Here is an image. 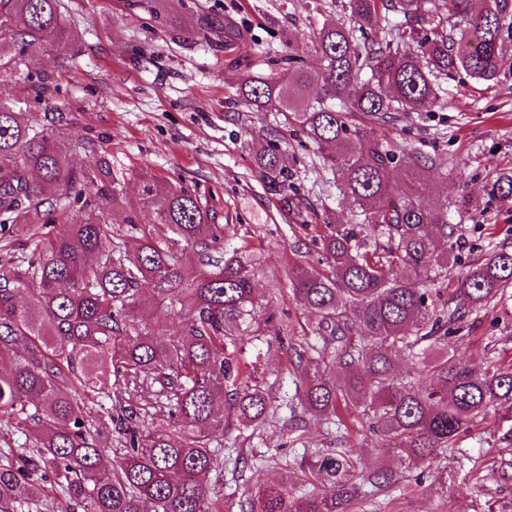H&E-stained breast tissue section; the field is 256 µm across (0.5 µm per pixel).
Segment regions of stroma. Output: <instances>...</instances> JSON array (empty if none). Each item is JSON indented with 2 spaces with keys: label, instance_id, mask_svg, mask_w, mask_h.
<instances>
[{
  "label": "stroma",
  "instance_id": "stroma-1",
  "mask_svg": "<svg viewBox=\"0 0 512 512\" xmlns=\"http://www.w3.org/2000/svg\"><path fill=\"white\" fill-rule=\"evenodd\" d=\"M69 38L62 47L29 52L23 72L50 75L48 97L30 93L23 110L35 124L45 122V103L67 113V158L85 170L108 160L127 198H137L143 179L181 185L216 213L224 241L255 259L254 284L269 302L282 343L247 346L245 357L269 387L279 408L257 430L224 435L218 461L224 493L246 500L273 474L288 482L295 497L313 488L300 470L318 452L336 449V428L320 417H293L287 402L292 347L305 342L316 316L289 292L288 274L298 263L322 268L320 237L327 215L354 224L358 208L322 167L320 152L304 133L290 131L282 148L288 158L289 193L305 198L302 217L289 215L257 172L264 129L282 127L278 112H252L231 99L244 73L272 77L284 52L283 37L304 40L323 22L349 21L346 0H60ZM241 34L245 52L225 50L222 35H198L203 19ZM440 100L384 129L407 149L432 156L436 172L422 185L426 201H446L454 237L456 277L490 248L512 247V197H489V181L512 172V30L505 32L497 79L477 82L465 73L440 77ZM84 210L73 204L60 213L42 208L28 224L0 226V259L21 253L53 234L63 222L76 223ZM476 369L512 363V288L478 323L464 325L448 339ZM497 416L471 425L460 450L423 469L400 474L388 495L351 502L349 512H512V474L486 480L488 468L512 457L499 437ZM349 444L363 470L385 461L381 438L367 421L350 425Z\"/></svg>",
  "mask_w": 512,
  "mask_h": 512
}]
</instances>
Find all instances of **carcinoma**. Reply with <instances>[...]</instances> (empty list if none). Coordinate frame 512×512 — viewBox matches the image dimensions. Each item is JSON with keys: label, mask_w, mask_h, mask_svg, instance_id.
I'll use <instances>...</instances> for the list:
<instances>
[{"label": "carcinoma", "mask_w": 512, "mask_h": 512, "mask_svg": "<svg viewBox=\"0 0 512 512\" xmlns=\"http://www.w3.org/2000/svg\"><path fill=\"white\" fill-rule=\"evenodd\" d=\"M349 25L325 23L312 45L285 40L279 78L245 75L239 102L281 112L317 146L323 169L359 206V224H336L321 238L327 269L295 266L290 291L318 317L315 343L295 351L291 400L345 425L356 409L373 421L396 467L354 475L338 451L307 465L330 488L297 499L280 479L255 491L250 512H345L365 493L387 492L397 469L455 449L459 435L489 410L512 422V365L475 371L448 351L455 326L512 287V248L497 246L454 280L448 202L427 203L424 175L433 158L378 133L393 112H422L439 101L437 79L464 71L483 83L498 74L512 0H348ZM67 38L59 0H0V78L19 94L0 100V224H24L48 204L63 211L79 187L95 191L85 219L64 224L19 255L0 261V423L23 425L22 442L0 449V512H26L40 484L60 490L71 512H233L217 494L224 471L213 444L239 425L258 429L274 415L269 389L245 374L241 341L279 336L274 312L259 302L254 261L239 250L212 258L215 212L181 186L143 182L131 202L103 160L74 170L66 158V117L51 105L35 127L21 112L25 91L47 83L19 72L22 57ZM311 47L316 70L303 65ZM256 158L267 189L288 211L279 131L266 132ZM512 196V175L490 185ZM151 208L152 225L129 213ZM136 235L129 250L119 225ZM192 248L199 264L183 268ZM151 299L179 305L160 332L139 324ZM418 362L415 374L399 370ZM150 402L141 404V396ZM108 434L112 449L99 444Z\"/></svg>", "instance_id": "obj_1"}]
</instances>
